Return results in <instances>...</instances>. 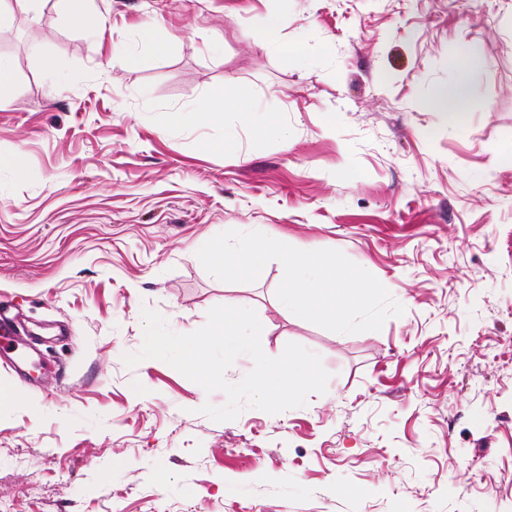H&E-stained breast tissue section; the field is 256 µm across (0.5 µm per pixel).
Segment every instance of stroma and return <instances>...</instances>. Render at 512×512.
I'll return each instance as SVG.
<instances>
[{
	"label": "stroma",
	"mask_w": 512,
	"mask_h": 512,
	"mask_svg": "<svg viewBox=\"0 0 512 512\" xmlns=\"http://www.w3.org/2000/svg\"><path fill=\"white\" fill-rule=\"evenodd\" d=\"M97 7L86 29L54 0L39 24L0 27L16 82L0 151L24 170L0 168V304L46 363L20 377L0 361V512H512V0ZM269 12L285 18L275 49ZM456 78L461 126L432 104ZM235 83L287 139L236 112L197 119ZM228 131L234 150H206ZM228 224L343 252L404 314L336 333L280 305V261L216 279L196 245ZM227 301L265 321L266 355H319L326 393L216 422L199 409L223 392L157 359L125 365L142 308L185 334ZM244 114L245 122L254 126L256 132L263 136H282L286 137L285 131L276 112L252 113Z\"/></svg>",
	"instance_id": "35a3bbf8"
}]
</instances>
